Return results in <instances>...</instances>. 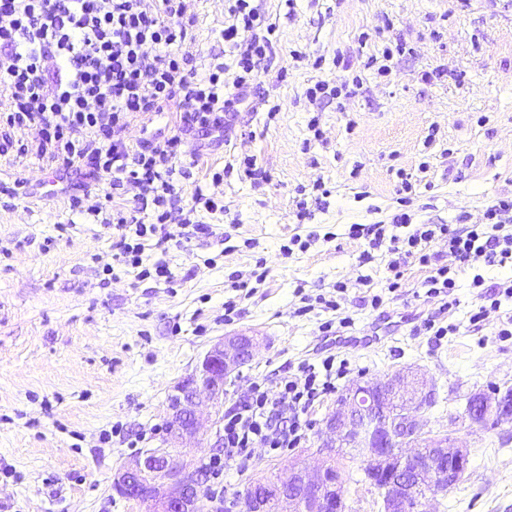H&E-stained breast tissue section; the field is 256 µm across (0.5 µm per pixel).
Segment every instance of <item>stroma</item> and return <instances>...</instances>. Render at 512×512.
I'll list each match as a JSON object with an SVG mask.
<instances>
[{"mask_svg":"<svg viewBox=\"0 0 512 512\" xmlns=\"http://www.w3.org/2000/svg\"><path fill=\"white\" fill-rule=\"evenodd\" d=\"M276 26V60L262 78L263 99L240 106L227 139L202 144L185 136L196 158L190 183L224 177L223 212H199L212 236L147 253L165 259L170 280L137 281L115 269L118 227L75 222L67 197L47 198L46 170L30 161L28 198L0 205V512H145L112 488V476L138 452L167 437L168 396L224 334L246 331L264 340L238 380L226 383L232 406L250 381L276 378L325 349L352 365L341 381L418 369L436 384L425 430L449 434L470 454L465 476L427 512H512V427L483 428L464 417L466 398L512 387V339L498 332L512 321V300L480 327L468 318L480 305L471 276L459 277L457 302L446 315L454 333H417L441 298L426 294L428 268L405 266L390 288L386 250L348 234L350 225L389 223L401 209V182L411 176L414 223H455L467 213L480 223L498 196L512 195V0H261ZM194 38L183 52L223 56L219 32L225 0H189ZM403 55L379 77L367 65L385 45ZM303 59H293V51ZM348 62L340 71L335 58ZM360 78L353 97L322 105L304 92L315 81ZM275 118H268L271 105ZM318 131H310L311 119ZM256 156L268 181L246 178L242 153ZM323 181L326 208L295 217L301 190ZM314 235L304 252L283 255L293 235ZM266 278L246 290L257 263ZM344 283L337 294L336 283ZM380 295L383 304L369 300ZM339 296L337 311L300 314L303 296ZM234 301L232 320L224 304ZM348 319L341 337H324L323 322ZM384 335L368 345L365 337ZM325 397L309 414L305 442L281 454L255 449L247 469L227 470L224 500L255 479L315 450Z\"/></svg>","mask_w":512,"mask_h":512,"instance_id":"stroma-1","label":"stroma"}]
</instances>
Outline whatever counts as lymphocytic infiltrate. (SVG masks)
Listing matches in <instances>:
<instances>
[{
  "instance_id": "1",
  "label": "lymphocytic infiltrate",
  "mask_w": 512,
  "mask_h": 512,
  "mask_svg": "<svg viewBox=\"0 0 512 512\" xmlns=\"http://www.w3.org/2000/svg\"><path fill=\"white\" fill-rule=\"evenodd\" d=\"M194 25L186 0H0V98L11 104L0 113V156L30 154L58 176L78 175L71 211L121 231L105 276L121 267L141 280L170 278L165 261L145 265L147 246L173 241V224L208 233L193 216L218 205L202 186L187 188L183 137L229 134L276 54V28L254 0H231L220 32L227 62L182 52ZM174 100L180 113L171 128L128 141L135 119L164 112ZM15 129L35 130L34 142H15ZM104 184L109 193H101ZM409 221L402 212L388 226L351 225L350 234L366 238L370 249L388 247L390 272L400 273L410 258L430 267L424 286L436 296L453 295L462 270H470L475 288L485 286L487 268L512 270V197L496 198L481 223L462 229L422 224L397 235ZM437 239L448 242L447 263L429 251ZM349 371L348 360L331 354L273 383L255 378L224 415L223 454L208 463L212 496L223 495L226 470L245 468L255 449L300 447L315 402L334 394Z\"/></svg>"
}]
</instances>
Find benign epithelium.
<instances>
[{
    "label": "benign epithelium",
    "instance_id": "obj_1",
    "mask_svg": "<svg viewBox=\"0 0 512 512\" xmlns=\"http://www.w3.org/2000/svg\"><path fill=\"white\" fill-rule=\"evenodd\" d=\"M259 348V340L244 333L218 339L169 398L171 445L148 448L124 465L113 478V490L137 500L141 486L149 484L155 489L150 512H207L197 488L198 466L176 462L174 455L187 443H204V409L209 410L216 436H221L224 383L238 375ZM433 396V382L412 370L355 383L324 417L316 448L321 465L310 470L293 460L273 480H256L260 493L240 500L239 512H266L271 499L278 501L279 512H345L344 466L333 464L340 448L359 450L384 512H422L424 502L447 493L470 464L468 450L454 437L424 431L420 417ZM465 415L473 423L511 426L512 389L472 394Z\"/></svg>",
    "mask_w": 512,
    "mask_h": 512
}]
</instances>
